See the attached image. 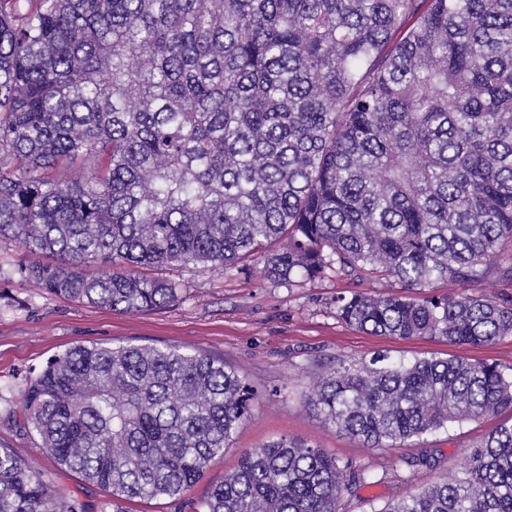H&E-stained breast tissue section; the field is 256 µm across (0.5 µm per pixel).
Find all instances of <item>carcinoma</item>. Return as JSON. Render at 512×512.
Segmentation results:
<instances>
[{"mask_svg": "<svg viewBox=\"0 0 512 512\" xmlns=\"http://www.w3.org/2000/svg\"><path fill=\"white\" fill-rule=\"evenodd\" d=\"M0 247L22 277L132 313L178 299L137 269L332 271L376 336H512V0H0ZM100 264L96 274L85 267ZM254 393L178 346H77L29 378L23 424L112 500L179 498ZM369 448L504 412L512 372L459 358L340 362L308 397ZM365 476L286 437L243 454L195 512H339ZM0 512H88L0 448ZM382 512H512V424ZM463 292L465 294H475L483 296H504L512 295V286L507 282H502L493 276H488L481 282L473 285L461 286L453 282L441 281L434 288H425V293H447Z\"/></svg>", "mask_w": 512, "mask_h": 512, "instance_id": "carcinoma-1", "label": "carcinoma"}]
</instances>
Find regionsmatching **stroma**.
<instances>
[{"mask_svg": "<svg viewBox=\"0 0 512 512\" xmlns=\"http://www.w3.org/2000/svg\"><path fill=\"white\" fill-rule=\"evenodd\" d=\"M15 251H0V448H7L61 492L78 496L89 512H112V499L77 474L61 469L39 437L9 416L33 372L74 346L178 345L233 365L255 393L248 420L230 448L210 464L204 478L181 498L124 503L125 512H194L211 484L233 472L244 452L282 437L323 449L366 468L372 479L357 495L343 498L340 512H380L422 484L455 471L467 451L512 415L490 416L424 435L385 449L362 447L325 425L306 399L314 380L343 360L366 362L376 354L392 358L460 357L512 368V336L484 346L452 345L415 337L375 336L345 324L336 298L352 291L391 292L388 280H359L336 274L288 285L267 280L260 262L242 270L204 264L146 268V277L180 285L178 301L148 312L123 313L77 304L25 280ZM434 456L431 469L415 470L408 460Z\"/></svg>", "mask_w": 512, "mask_h": 512, "instance_id": "1", "label": "stroma"}]
</instances>
